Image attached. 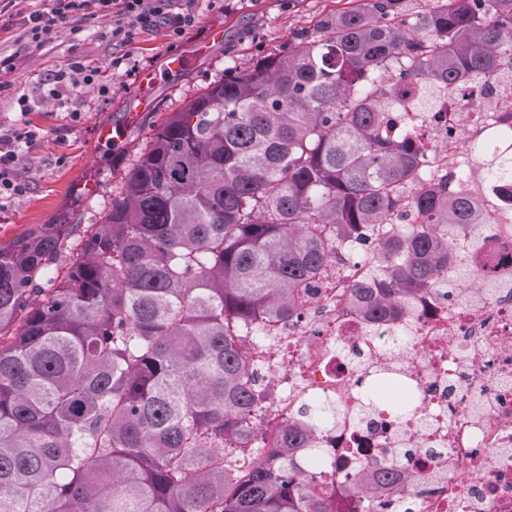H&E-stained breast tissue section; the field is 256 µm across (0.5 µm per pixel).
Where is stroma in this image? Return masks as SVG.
I'll list each match as a JSON object with an SVG mask.
<instances>
[{"instance_id":"stroma-1","label":"stroma","mask_w":512,"mask_h":512,"mask_svg":"<svg viewBox=\"0 0 512 512\" xmlns=\"http://www.w3.org/2000/svg\"><path fill=\"white\" fill-rule=\"evenodd\" d=\"M351 5V0H199L191 27L138 30L132 51L139 72L133 76L108 69L116 50L111 20H89L79 32L60 26L52 42L30 48L13 71L0 75V128L23 122L38 133L20 161L25 194L0 203V247L63 216L82 227L100 223L156 123L184 108L225 70H243L260 56L286 51L297 37L315 34L321 19ZM217 26L222 32L216 36ZM205 38L211 41L208 52L196 55L197 41ZM180 55L191 57V64L172 68ZM74 58L99 70L112 88L106 97L74 89L69 103L82 111L77 122L67 108L43 102L50 77ZM143 71L153 75L144 85L138 78ZM23 92L31 102L25 114L17 104ZM106 124L112 127L107 137L101 134Z\"/></svg>"}]
</instances>
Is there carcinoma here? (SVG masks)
I'll use <instances>...</instances> for the list:
<instances>
[{
    "label": "carcinoma",
    "mask_w": 512,
    "mask_h": 512,
    "mask_svg": "<svg viewBox=\"0 0 512 512\" xmlns=\"http://www.w3.org/2000/svg\"><path fill=\"white\" fill-rule=\"evenodd\" d=\"M506 61L512 0H365L169 113L78 249L64 222L0 249V512H330L298 466L329 404L224 466L259 401L244 330L289 318L360 229L359 315L443 281L448 229L488 219L380 134L384 87L481 86ZM401 197L421 223H395ZM412 480L368 469L357 492Z\"/></svg>",
    "instance_id": "1"
}]
</instances>
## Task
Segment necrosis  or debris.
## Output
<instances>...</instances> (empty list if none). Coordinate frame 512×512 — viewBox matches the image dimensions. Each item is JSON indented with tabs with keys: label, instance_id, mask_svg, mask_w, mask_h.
Listing matches in <instances>:
<instances>
[{
	"label": "necrosis or debris",
	"instance_id": "necrosis-or-debris-1",
	"mask_svg": "<svg viewBox=\"0 0 512 512\" xmlns=\"http://www.w3.org/2000/svg\"><path fill=\"white\" fill-rule=\"evenodd\" d=\"M384 136L409 142L428 170L465 168L462 193L490 221L469 234L450 229L453 257L439 288L405 317L365 320L350 313L344 291L368 280L364 261L333 263L298 301L296 317L264 324L247 337L260 382L271 397L252 412L257 431L234 448L238 470L268 450L281 423L319 399L337 402V418L305 450L301 468L316 489L337 494L341 512H512V179L490 180L472 150H512V81L431 92L388 90ZM480 289L454 295L472 274ZM397 378L412 403L384 401L363 410L368 381ZM415 483L388 506L353 495L366 467L398 465L399 449Z\"/></svg>",
	"mask_w": 512,
	"mask_h": 512
}]
</instances>
